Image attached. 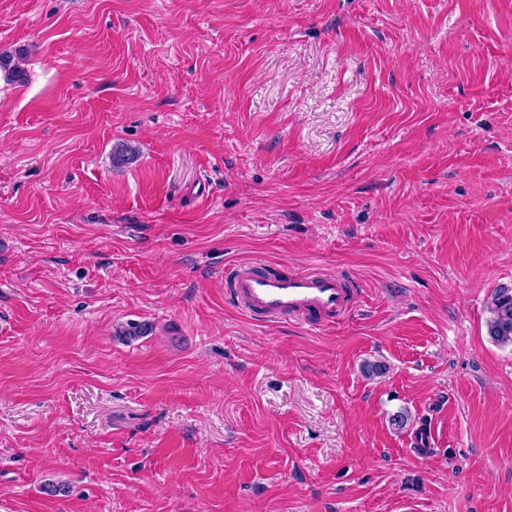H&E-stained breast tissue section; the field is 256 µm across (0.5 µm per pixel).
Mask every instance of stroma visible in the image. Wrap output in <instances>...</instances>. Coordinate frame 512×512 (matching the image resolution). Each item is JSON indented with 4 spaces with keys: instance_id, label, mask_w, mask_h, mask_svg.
<instances>
[{
    "instance_id": "obj_1",
    "label": "stroma",
    "mask_w": 512,
    "mask_h": 512,
    "mask_svg": "<svg viewBox=\"0 0 512 512\" xmlns=\"http://www.w3.org/2000/svg\"><path fill=\"white\" fill-rule=\"evenodd\" d=\"M19 47L0 512H512V0H0ZM256 260L358 302L245 314ZM493 319L489 324L491 339L502 345L512 344V288H499L490 298Z\"/></svg>"
}]
</instances>
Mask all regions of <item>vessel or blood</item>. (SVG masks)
Here are the masks:
<instances>
[{
  "instance_id": "1",
  "label": "vessel or blood",
  "mask_w": 512,
  "mask_h": 512,
  "mask_svg": "<svg viewBox=\"0 0 512 512\" xmlns=\"http://www.w3.org/2000/svg\"><path fill=\"white\" fill-rule=\"evenodd\" d=\"M226 283L241 310L272 321L288 318L313 328L330 327L354 306V291L341 276L318 271L276 274L253 262L230 270Z\"/></svg>"
}]
</instances>
